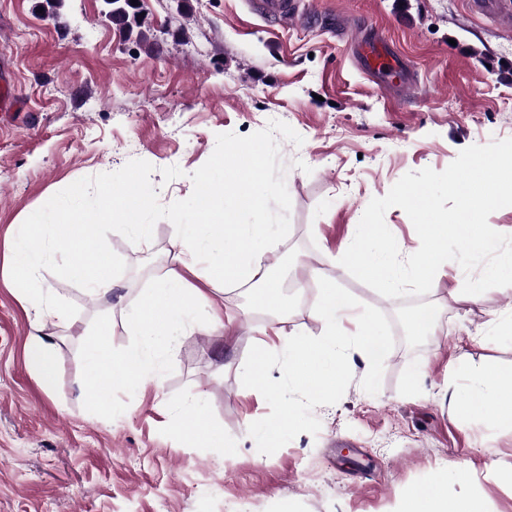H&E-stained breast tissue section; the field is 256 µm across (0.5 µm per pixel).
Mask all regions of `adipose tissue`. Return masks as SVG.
<instances>
[{"instance_id": "obj_1", "label": "adipose tissue", "mask_w": 512, "mask_h": 512, "mask_svg": "<svg viewBox=\"0 0 512 512\" xmlns=\"http://www.w3.org/2000/svg\"><path fill=\"white\" fill-rule=\"evenodd\" d=\"M201 185L196 217L174 227L179 240L177 269L149 289L126 318L133 342L121 359H113L108 343L112 326L107 323L87 347L90 375L84 389L90 399L101 400L116 389L159 383L164 357L192 328L198 311H206L213 326L223 328L224 312L206 304L203 285L254 282L260 286V297L268 304H279L281 290L269 276V225L237 221L238 212L265 210L264 193L249 182L229 190L223 179L209 172L202 174ZM468 378L463 414L512 417L511 369L473 366ZM447 485V475L433 476L407 494L400 512H484L478 500L449 497Z\"/></svg>"}]
</instances>
